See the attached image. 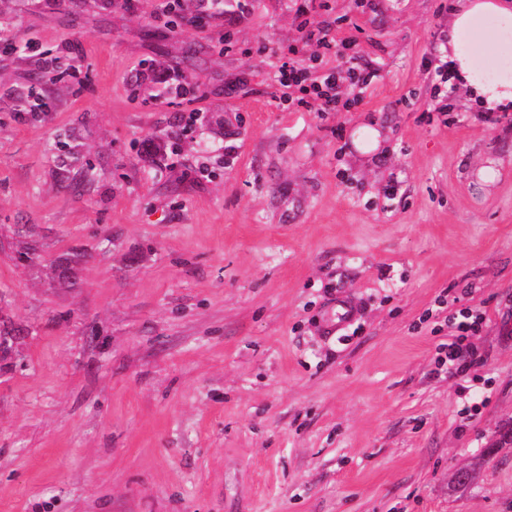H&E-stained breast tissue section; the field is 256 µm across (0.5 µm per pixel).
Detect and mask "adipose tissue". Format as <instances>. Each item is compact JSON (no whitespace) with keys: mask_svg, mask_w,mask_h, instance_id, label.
<instances>
[{"mask_svg":"<svg viewBox=\"0 0 512 512\" xmlns=\"http://www.w3.org/2000/svg\"><path fill=\"white\" fill-rule=\"evenodd\" d=\"M492 25L491 36L498 51L512 55V0H456L448 16V84L480 112L512 111V66L495 74L475 59L464 42L477 21Z\"/></svg>","mask_w":512,"mask_h":512,"instance_id":"ef3b65f1","label":"adipose tissue"}]
</instances>
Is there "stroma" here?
Returning <instances> with one entry per match:
<instances>
[{"label":"stroma","mask_w":512,"mask_h":512,"mask_svg":"<svg viewBox=\"0 0 512 512\" xmlns=\"http://www.w3.org/2000/svg\"><path fill=\"white\" fill-rule=\"evenodd\" d=\"M452 4L0 0V512H512V125L441 81ZM307 20L372 75L340 111L275 81L338 65ZM463 307L472 417L434 363ZM215 0H166L163 1L159 10L153 13V17L160 15H179L182 17L181 27H194L198 14L208 2ZM303 39L306 44H313L318 48H329L334 37L331 36L332 23L322 22L318 24L306 21L303 24Z\"/></svg>","instance_id":"obj_1"}]
</instances>
